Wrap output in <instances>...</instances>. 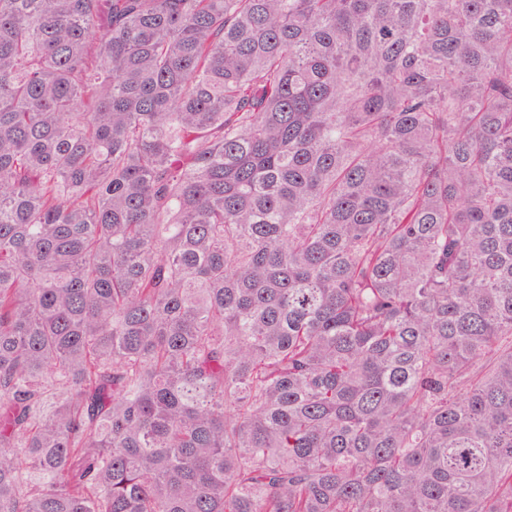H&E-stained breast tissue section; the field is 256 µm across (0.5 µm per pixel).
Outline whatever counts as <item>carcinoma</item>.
<instances>
[{"mask_svg":"<svg viewBox=\"0 0 512 512\" xmlns=\"http://www.w3.org/2000/svg\"><path fill=\"white\" fill-rule=\"evenodd\" d=\"M0 512H512V0H0Z\"/></svg>","mask_w":512,"mask_h":512,"instance_id":"cac0c4a2","label":"carcinoma"}]
</instances>
